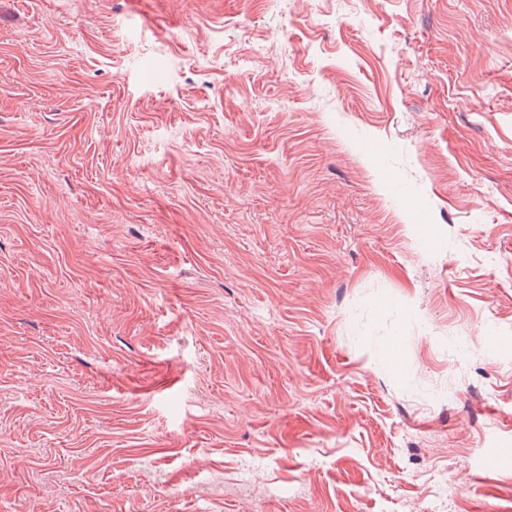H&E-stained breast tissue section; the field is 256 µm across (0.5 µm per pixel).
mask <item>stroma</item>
<instances>
[{
  "instance_id": "1",
  "label": "stroma",
  "mask_w": 512,
  "mask_h": 512,
  "mask_svg": "<svg viewBox=\"0 0 512 512\" xmlns=\"http://www.w3.org/2000/svg\"><path fill=\"white\" fill-rule=\"evenodd\" d=\"M0 512H512V0H0Z\"/></svg>"
}]
</instances>
